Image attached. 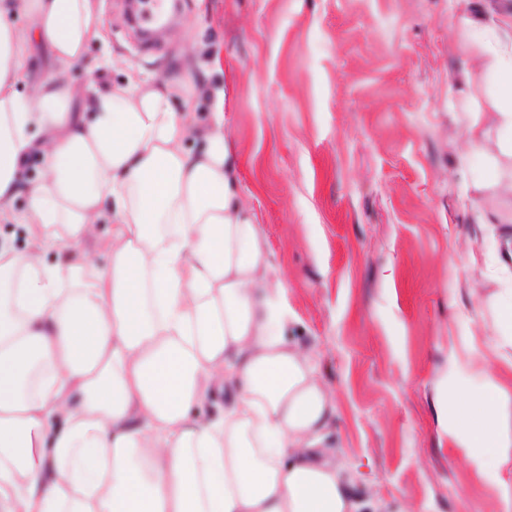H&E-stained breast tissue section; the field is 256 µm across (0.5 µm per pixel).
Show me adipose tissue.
Instances as JSON below:
<instances>
[{
	"label": "adipose tissue",
	"mask_w": 512,
	"mask_h": 512,
	"mask_svg": "<svg viewBox=\"0 0 512 512\" xmlns=\"http://www.w3.org/2000/svg\"><path fill=\"white\" fill-rule=\"evenodd\" d=\"M461 23L512 159V16ZM104 37L94 0H0V223L28 239L0 241V512H357L322 446L336 402L286 339L283 290L234 190L223 97L198 154L174 109L191 80L131 72L76 99L67 71ZM36 45L56 70L22 92ZM33 153L44 168L26 181ZM106 217L102 266L82 245ZM222 390L223 412L198 418ZM433 405L492 479L512 467V395L491 370L440 382Z\"/></svg>",
	"instance_id": "ef3b65f1"
}]
</instances>
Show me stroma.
Returning a JSON list of instances; mask_svg holds the SVG:
<instances>
[{"mask_svg":"<svg viewBox=\"0 0 512 512\" xmlns=\"http://www.w3.org/2000/svg\"><path fill=\"white\" fill-rule=\"evenodd\" d=\"M94 4L107 40L70 69L76 95L131 67L223 91L236 191L284 287L287 339L336 400L324 445L360 512H512V472L486 479L432 405L441 378H475L474 358L512 393L488 307L512 286V223L476 221L512 213L482 185L512 162L486 89L462 80L466 0H179L148 46L128 0Z\"/></svg>","mask_w":512,"mask_h":512,"instance_id":"35a3bbf8","label":"stroma"}]
</instances>
